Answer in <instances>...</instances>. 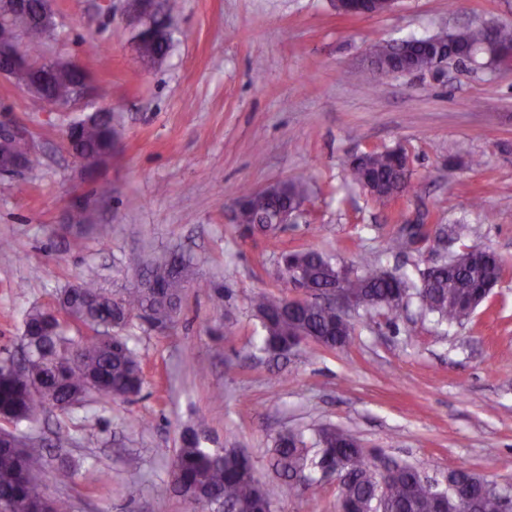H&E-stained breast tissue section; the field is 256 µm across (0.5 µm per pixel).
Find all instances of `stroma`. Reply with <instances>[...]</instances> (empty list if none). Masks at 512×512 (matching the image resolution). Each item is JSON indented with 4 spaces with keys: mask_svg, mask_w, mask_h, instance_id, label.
Segmentation results:
<instances>
[{
    "mask_svg": "<svg viewBox=\"0 0 512 512\" xmlns=\"http://www.w3.org/2000/svg\"><path fill=\"white\" fill-rule=\"evenodd\" d=\"M50 6L46 57L79 60L94 94L59 110L0 79V121L23 125L35 147L32 168L0 174V360L19 356L30 309L83 280L133 287L148 256L189 254L206 285L184 289L166 331L132 318L138 396L92 394L19 425L71 437L62 453L77 476L62 486L45 472L48 495L67 498L71 512H192L169 486L189 426L205 447L247 453L265 480L283 432L332 426L430 477L465 467L512 492V271L464 323L437 324L413 302L392 323L359 311L336 350L309 343L273 357L251 310L256 293L290 295L277 259L291 248L415 282L470 246L512 268V72L451 64L379 76L369 62L377 44L512 24V0H397L356 19L333 0H179L171 48L155 65L138 56L131 0L108 11L100 0ZM100 107L112 112V160L90 174L64 133ZM397 145L410 156L411 188L381 203L353 184L347 161ZM289 180L307 186L297 223L274 237L231 223L237 191ZM78 195L97 228L76 241L61 226ZM420 215L460 239L388 253ZM312 477L301 491L281 482L276 512H337L336 483Z\"/></svg>",
    "mask_w": 512,
    "mask_h": 512,
    "instance_id": "stroma-1",
    "label": "stroma"
}]
</instances>
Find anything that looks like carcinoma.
<instances>
[{
	"instance_id": "cac0c4a2",
	"label": "carcinoma",
	"mask_w": 512,
	"mask_h": 512,
	"mask_svg": "<svg viewBox=\"0 0 512 512\" xmlns=\"http://www.w3.org/2000/svg\"><path fill=\"white\" fill-rule=\"evenodd\" d=\"M33 9L16 15L11 0H0V39L16 36L22 57L39 61L44 43L41 0H33ZM473 47L485 42V30L465 27L451 34L440 32L427 37H413L402 46L377 47V63L388 65L393 60L417 58L424 62L437 46L447 40ZM169 47V35L161 41L140 48L144 59L159 60ZM80 74L54 77L48 92L59 105L73 99ZM74 150H112V113L92 120L82 134L71 143ZM404 149L373 150L350 160L352 182L370 195L406 192L408 172L404 166ZM303 183L285 182L283 199L267 206L264 214L249 205L250 191L242 190L233 198L239 207V223L244 231L275 233L277 205L282 200L292 203L304 197ZM75 223L74 238L81 239L92 228L87 223L85 208L70 212ZM282 278L291 283L299 276L314 290L321 292L332 285L333 271L341 265L313 249H290L279 254ZM507 266L493 251L471 248L453 255L445 266L426 273L415 296L422 309L440 322L461 323L474 311L471 306L478 296L490 298L492 290L506 276ZM149 275L170 285L191 283L195 275L193 262L183 256L165 257L155 262ZM347 287L355 291L365 308L386 321H393L400 309V287H409L407 277H392L372 263L352 268ZM285 299L273 294H260L253 300L254 311L264 314L262 343L268 351L288 346L302 331L315 338L319 345L336 349L347 344V336L336 316V310L317 300L294 312L284 309ZM182 293L158 297L142 288H129L121 293L108 292L92 281L76 288H65L54 298L51 307H36L24 320V371L9 368L13 360L0 363V417L15 424L37 421L47 409L56 406L65 410L91 393L102 399H128L138 395L144 375L136 350L129 337L122 334L128 325L126 317L137 316L150 327L162 319H172L181 309ZM78 326V335H67L68 327ZM311 455L304 436L289 432L276 442L272 468L277 477L298 488L311 481L310 472L329 459L344 463L340 472V496L350 512H369L374 506L382 512H432L430 484L419 469L408 466L385 478L374 468V454L336 436V429L318 431ZM47 464L42 440L27 435L19 448L0 447V504L13 505L20 512H43L46 489L41 474ZM170 486L188 502L201 503L203 512H213L222 504L229 512H269L279 494V484L259 478L250 460L227 457L222 451L202 447L198 435L182 438L170 470Z\"/></svg>"
}]
</instances>
